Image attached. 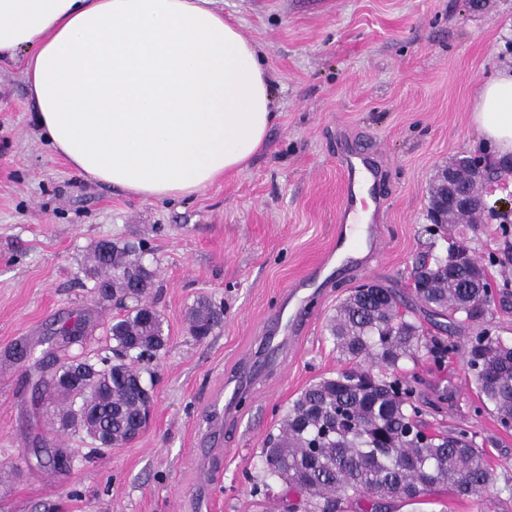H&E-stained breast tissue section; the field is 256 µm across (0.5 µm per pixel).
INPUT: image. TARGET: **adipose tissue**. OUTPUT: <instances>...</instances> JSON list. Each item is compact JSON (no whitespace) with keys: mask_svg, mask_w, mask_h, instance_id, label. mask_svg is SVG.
<instances>
[{"mask_svg":"<svg viewBox=\"0 0 512 512\" xmlns=\"http://www.w3.org/2000/svg\"><path fill=\"white\" fill-rule=\"evenodd\" d=\"M213 0H0V64L19 63L36 124L80 175L147 202L193 197L267 143L272 77ZM472 123L512 163V68Z\"/></svg>","mask_w":512,"mask_h":512,"instance_id":"1","label":"adipose tissue"}]
</instances>
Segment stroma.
Wrapping results in <instances>:
<instances>
[{"label":"stroma","instance_id":"obj_1","mask_svg":"<svg viewBox=\"0 0 512 512\" xmlns=\"http://www.w3.org/2000/svg\"><path fill=\"white\" fill-rule=\"evenodd\" d=\"M273 71L278 117L248 167L189 199L144 202L79 175L44 141L32 116L21 65L0 67V512H283L285 491L252 496L261 449L290 404L343 366L326 331L339 302L366 280L392 288L426 336L439 335L431 307L413 292L416 261L463 244L487 273L512 282V167L481 146L470 122L481 81L512 66V0H214ZM353 150L377 169L368 194L378 208L383 251L352 253L332 266L291 349L260 351L258 336L332 243L343 172ZM481 158V191L495 210L484 224L430 234V192L438 171L460 155ZM143 243L155 286L146 302L161 314L165 349L144 366L154 406L139 436L107 452L84 434L56 428L34 389L57 361L95 358L113 319L133 302L99 301L87 275L90 246ZM224 309V324L199 340L187 311L198 297ZM85 318L83 343L54 332ZM27 351L18 358L17 348ZM253 356L258 382L234 414L222 400L238 361ZM418 390L453 395L429 410L430 428L470 427L496 479L487 498L512 512V432L478 411L460 356L442 368L406 365ZM41 448L71 458L59 470Z\"/></svg>","mask_w":512,"mask_h":512}]
</instances>
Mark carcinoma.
Returning <instances> with one entry per match:
<instances>
[{"instance_id": "1", "label": "carcinoma", "mask_w": 512, "mask_h": 512, "mask_svg": "<svg viewBox=\"0 0 512 512\" xmlns=\"http://www.w3.org/2000/svg\"><path fill=\"white\" fill-rule=\"evenodd\" d=\"M144 247L98 241L92 247V290L103 300L123 299L140 285L153 288V271L143 262ZM415 295L448 327L477 318L486 325L461 346L453 340L427 339L416 322L400 313L397 293L352 291L326 325L347 367L309 385L282 418L279 433L264 448V477L304 497L303 512H342L344 504L364 498L374 512L392 502L416 505L439 489L488 508L484 491L494 469L468 427L429 433L422 416L427 402L407 380L396 376L404 365L428 356L436 365L460 354L473 378L482 407L504 432L512 431V344L493 324L495 296L509 289L492 287L485 263L448 270V255L423 261L415 271ZM189 331L197 339L224 323V311L206 297L189 311ZM109 354L93 363L63 362L51 376V391L61 398L62 428L97 439L109 432L112 446L128 441L145 421L152 396L136 362L154 358L166 346L156 310H135L109 329Z\"/></svg>"}]
</instances>
